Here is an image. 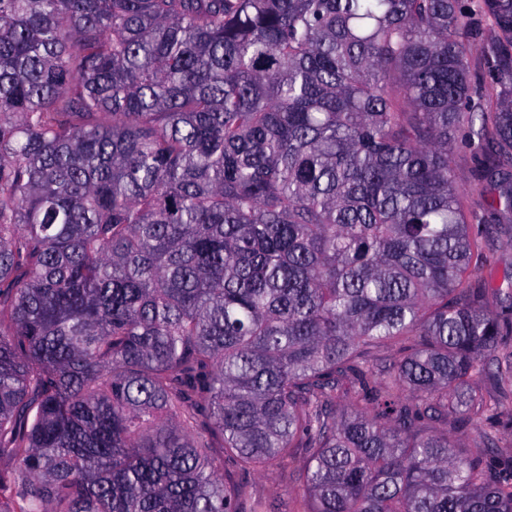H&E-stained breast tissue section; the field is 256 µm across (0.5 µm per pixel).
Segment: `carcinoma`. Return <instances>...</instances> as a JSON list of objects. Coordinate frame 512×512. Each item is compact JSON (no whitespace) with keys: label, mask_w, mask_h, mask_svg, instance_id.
I'll return each instance as SVG.
<instances>
[{"label":"carcinoma","mask_w":512,"mask_h":512,"mask_svg":"<svg viewBox=\"0 0 512 512\" xmlns=\"http://www.w3.org/2000/svg\"><path fill=\"white\" fill-rule=\"evenodd\" d=\"M504 222L512 0H0V512H512ZM460 139L461 136L459 137L454 155V169L456 175L459 178V182L466 184L473 189V194L465 200V204L470 206L474 203L484 202L485 199L489 200L490 197L486 193H482L481 187L475 175V161L465 146L460 142ZM506 237H494V241L490 239L486 247V254L489 258V265L485 268V272L492 269L499 276L502 275L506 268L512 269V250H506L502 247V242ZM301 466L302 456L297 455L266 473H251L247 480L254 493L269 497L272 512H298L302 510V490L294 479Z\"/></svg>","instance_id":"cac0c4a2"}]
</instances>
